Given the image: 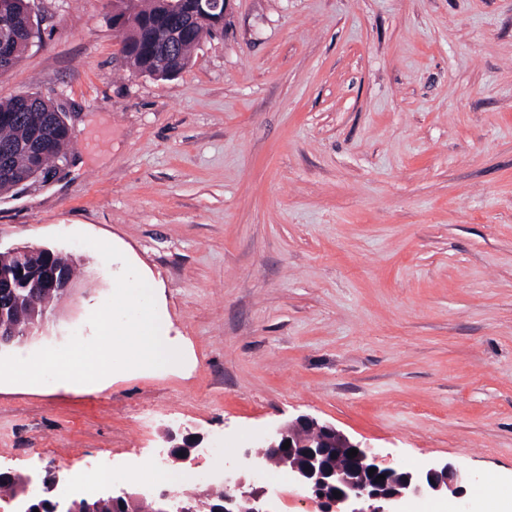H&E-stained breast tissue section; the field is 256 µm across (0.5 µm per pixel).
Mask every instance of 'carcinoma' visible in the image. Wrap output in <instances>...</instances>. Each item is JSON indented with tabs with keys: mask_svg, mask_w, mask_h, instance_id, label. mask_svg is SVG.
I'll return each instance as SVG.
<instances>
[{
	"mask_svg": "<svg viewBox=\"0 0 512 512\" xmlns=\"http://www.w3.org/2000/svg\"><path fill=\"white\" fill-rule=\"evenodd\" d=\"M194 0H182L179 15L174 9L158 0H140L137 9L125 21L122 43L124 57L129 65L140 72L166 77L185 69L192 54L202 42L215 32L206 19L192 13ZM0 9L8 19L6 45L0 47V76L11 71L34 37V26L28 0H0ZM185 27L178 35L174 51L168 62L161 65L154 57V50L169 38L176 28ZM46 137L52 147L40 150L37 141ZM71 134L62 112L51 102L35 93L17 95L0 101V151L7 150L6 160L0 163V196L17 193L24 185L46 176L67 159ZM67 267L70 277H75L73 260L60 253L49 257L43 251H32L26 262L41 268L49 260ZM26 299L14 304L9 315L16 324L26 325L51 309L60 301L55 290L40 288L37 302L27 299L29 291L19 290Z\"/></svg>",
	"mask_w": 512,
	"mask_h": 512,
	"instance_id": "carcinoma-1",
	"label": "carcinoma"
}]
</instances>
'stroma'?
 <instances>
[{
	"instance_id": "stroma-1",
	"label": "stroma",
	"mask_w": 512,
	"mask_h": 512,
	"mask_svg": "<svg viewBox=\"0 0 512 512\" xmlns=\"http://www.w3.org/2000/svg\"><path fill=\"white\" fill-rule=\"evenodd\" d=\"M116 0H30L0 101L50 99L68 160L0 199V251L81 273L28 357L90 339L123 262L182 363L95 385L0 382V471L66 480L168 430L224 465L306 414L386 463L471 480L433 512L512 500V0H230L175 77L133 73Z\"/></svg>"
}]
</instances>
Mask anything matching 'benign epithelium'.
I'll return each instance as SVG.
<instances>
[{
  "label": "benign epithelium",
  "instance_id": "1",
  "mask_svg": "<svg viewBox=\"0 0 512 512\" xmlns=\"http://www.w3.org/2000/svg\"><path fill=\"white\" fill-rule=\"evenodd\" d=\"M230 0H199L203 15L220 22ZM72 279L65 271L47 266L39 280L33 273L21 266L14 274H0V350L13 344L22 343L39 335L45 318L19 328L7 319L5 304L15 294V289L33 286L51 288L61 299L71 293ZM203 437L187 434L182 442L171 432L167 441L169 457L182 462H192L195 447ZM291 445L283 448V443ZM264 451L246 457L254 458L252 472L231 476L224 480L223 506L214 512H273L264 495L266 489L256 486L255 472L260 469L258 459L273 463L287 473L289 482L310 495L317 512H403L402 505L414 497L444 498L448 495L461 496L467 481V473L458 464L446 462L419 471H403L382 463L373 448L349 439L334 426L321 423L310 415H300L285 426H279L267 433L261 440ZM358 450L357 456H348L350 449ZM374 474H369L370 469ZM385 479L380 480L378 476ZM31 479L22 477V487L8 501L10 512H33L28 486ZM341 496L334 497V492ZM112 502L134 508L152 500L155 509L151 512H202L207 508L198 491H190L174 497L166 490L146 497L126 488L110 493ZM50 512H96V505L89 501L52 500Z\"/></svg>",
  "mask_w": 512,
  "mask_h": 512
}]
</instances>
